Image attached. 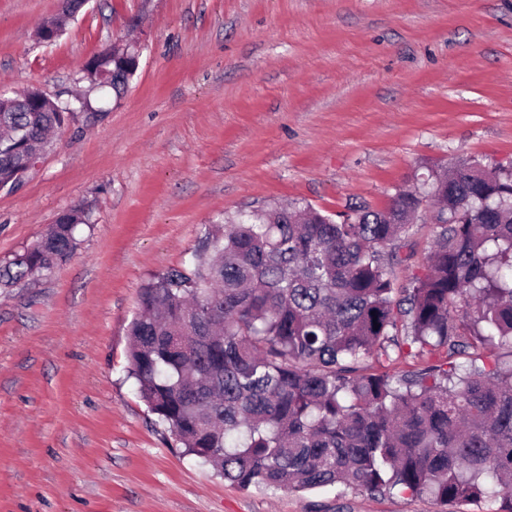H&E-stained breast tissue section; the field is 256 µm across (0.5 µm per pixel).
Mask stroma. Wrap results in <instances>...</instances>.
<instances>
[{
    "mask_svg": "<svg viewBox=\"0 0 512 512\" xmlns=\"http://www.w3.org/2000/svg\"><path fill=\"white\" fill-rule=\"evenodd\" d=\"M0 0V91L73 102L116 40L139 67L75 112L15 191L0 265L91 211L73 255L0 285V512H474L397 490H242L184 455L127 372L153 274L274 204L381 209L431 169L512 166V0Z\"/></svg>",
    "mask_w": 512,
    "mask_h": 512,
    "instance_id": "35a3bbf8",
    "label": "stroma"
}]
</instances>
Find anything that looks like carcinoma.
Returning a JSON list of instances; mask_svg holds the SVG:
<instances>
[{"label":"carcinoma","instance_id":"carcinoma-1","mask_svg":"<svg viewBox=\"0 0 512 512\" xmlns=\"http://www.w3.org/2000/svg\"><path fill=\"white\" fill-rule=\"evenodd\" d=\"M101 67L96 87L117 96L136 73L122 53ZM19 99L0 112L3 187L68 121ZM423 194L437 205L431 245L402 281L394 266ZM423 194L340 223L308 206L229 218L206 229L192 270L142 285L129 373L184 454L243 490L341 484L512 512V363L470 352L512 350V167L458 162ZM89 222L88 208L67 211L0 282L69 258ZM391 350L445 359L397 378L366 370Z\"/></svg>","mask_w":512,"mask_h":512}]
</instances>
